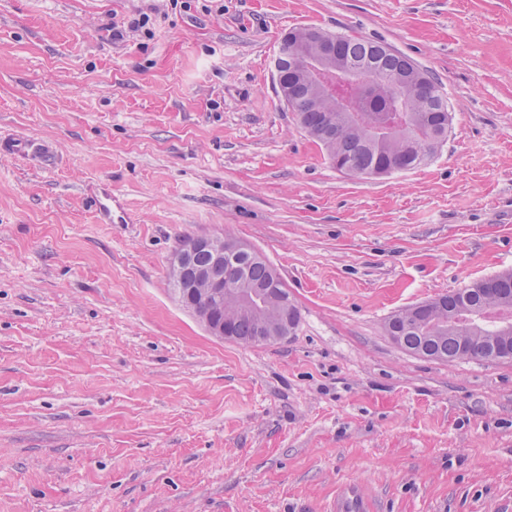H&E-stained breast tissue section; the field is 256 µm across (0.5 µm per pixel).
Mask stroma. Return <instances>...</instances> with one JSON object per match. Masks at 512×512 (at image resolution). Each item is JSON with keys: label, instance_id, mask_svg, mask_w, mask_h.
Wrapping results in <instances>:
<instances>
[{"label": "stroma", "instance_id": "1", "mask_svg": "<svg viewBox=\"0 0 512 512\" xmlns=\"http://www.w3.org/2000/svg\"><path fill=\"white\" fill-rule=\"evenodd\" d=\"M223 4L0 0V136L53 148L0 156V512H324L349 484L374 512H512V361L386 332L512 271V0ZM305 27L441 83L426 165L336 170L278 90ZM216 234L276 270L293 334L180 305L173 253Z\"/></svg>", "mask_w": 512, "mask_h": 512}]
</instances>
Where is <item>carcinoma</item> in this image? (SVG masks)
Returning a JSON list of instances; mask_svg holds the SVG:
<instances>
[{"label": "carcinoma", "instance_id": "carcinoma-1", "mask_svg": "<svg viewBox=\"0 0 512 512\" xmlns=\"http://www.w3.org/2000/svg\"><path fill=\"white\" fill-rule=\"evenodd\" d=\"M319 34L305 28L288 33L285 40L304 53ZM336 60L354 75L376 81L378 106L360 113L336 111L339 99L354 96L355 87L336 88L334 100L319 97L304 71L302 56L281 60L279 87L301 127L324 147L336 169L377 177L424 164L448 137L451 115L441 84L408 57L362 38L336 35ZM420 79L435 86L434 97L423 102L410 94L412 82ZM211 266L230 288L237 287L243 275L260 290L274 284L271 268L263 260H245L239 270L213 265L205 251L194 254L193 264L182 274L184 284L202 294L205 285L194 279V270ZM505 301L512 304V271L408 308L389 320L387 331L406 350L427 358L484 357L498 344V337L512 333V323L484 311ZM224 324L241 340L269 335L260 317L253 311H238L229 294L224 297Z\"/></svg>", "mask_w": 512, "mask_h": 512}]
</instances>
